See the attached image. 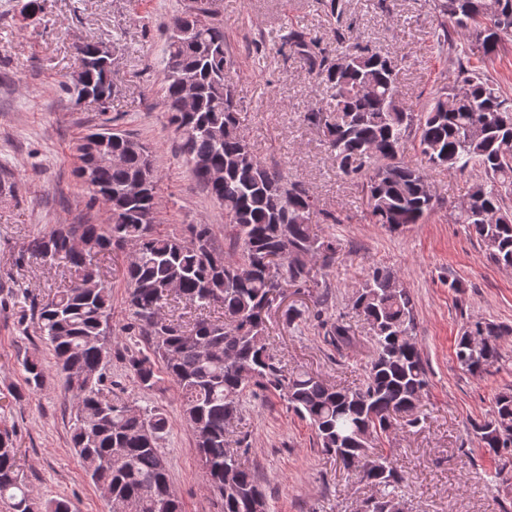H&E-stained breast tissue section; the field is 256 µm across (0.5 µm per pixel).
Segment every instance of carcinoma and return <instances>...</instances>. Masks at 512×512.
Listing matches in <instances>:
<instances>
[{
  "mask_svg": "<svg viewBox=\"0 0 512 512\" xmlns=\"http://www.w3.org/2000/svg\"><path fill=\"white\" fill-rule=\"evenodd\" d=\"M449 31L465 37L490 58L512 38V0H434ZM191 26L190 40H174V28ZM284 43L299 53L319 88L321 105L306 113L322 131L336 160V169L362 181L365 218L390 231L423 223L435 209L427 192L425 169L407 160L418 151L431 167L475 169L480 179L463 203L448 204V221L465 224L484 247L487 258L512 268V218L490 223L489 214L509 215L512 207V96L478 66L459 65L455 82L420 112L406 104L399 90L398 61L369 46L345 44L342 29L323 42L305 28L293 29ZM85 81L75 103L112 101V64L99 42L74 45ZM162 105L178 136L180 154L196 181L224 208V223L235 254L224 257L215 247L211 225L189 224L182 233L156 230L160 177L152 171L146 193L132 192L141 179L149 148L130 135L103 127L78 141L76 155L95 168L94 186L87 187L88 206H101L103 224H56L34 237L16 262L30 253L52 264L66 261L73 276L69 287L28 308L53 351L64 379V399L72 408L70 442L83 460L97 457L106 466L89 472L95 484L112 490V501L125 502L135 512H183L171 487L168 464L160 442L170 422L158 406L131 412L112 397L105 385L112 358V292L100 275H92L93 256L130 246L136 260L122 271L127 288L128 336H144L150 352L132 354L128 367L144 390H153L165 375L177 387L182 419L192 431L202 463L205 485L217 499L218 512H252L250 496L260 489L254 473L241 463L245 435L231 440L228 423L241 418L243 398L255 388L275 391L288 408L314 429L318 447L336 457L344 470L382 489L371 502L378 507L398 503L395 490L403 475L387 458L374 453L393 427L419 424L417 409L428 385V372L417 336L415 302L396 272L376 268L352 300L363 318L372 358L363 382L356 387L326 384L308 372L284 373L268 343L265 320H256L286 288H317L339 258L336 239L312 223L315 198L289 182L283 172L254 155L240 128L233 83L227 75L224 22L213 0H189L174 16L161 60ZM196 81V103L183 106L180 76ZM109 133L106 143L93 139ZM109 152L124 154V162H103ZM223 171L209 181L197 166ZM83 241L77 252L72 239ZM171 282L178 299L205 310L218 307L223 316L200 317L185 324L168 317L158 326L153 316L168 304L163 293ZM331 344L349 342L352 327L324 319ZM503 327L476 320L465 328L455 346L456 360L480 375L500 359L498 338ZM25 384L43 389L47 371L34 355H24ZM483 448L502 462L504 478L512 462V393L498 394L491 417L474 426ZM20 446L15 431L0 428V499L12 512H71L69 501L51 499L36 506L24 482ZM235 467L239 483L224 486V466Z\"/></svg>",
  "mask_w": 512,
  "mask_h": 512,
  "instance_id": "obj_1",
  "label": "carcinoma"
}]
</instances>
